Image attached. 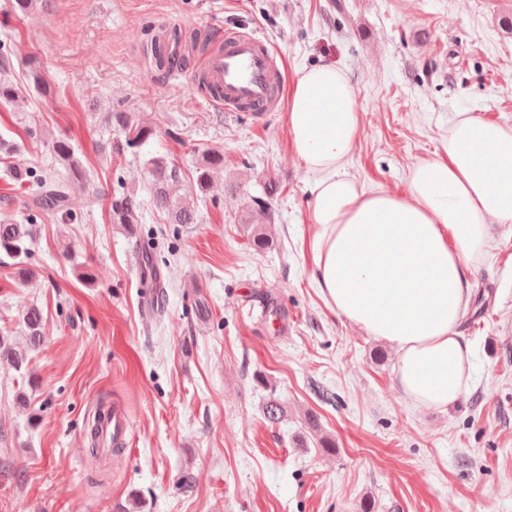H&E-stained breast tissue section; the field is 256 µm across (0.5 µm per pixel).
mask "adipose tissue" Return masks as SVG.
Here are the masks:
<instances>
[{"instance_id":"obj_1","label":"adipose tissue","mask_w":512,"mask_h":512,"mask_svg":"<svg viewBox=\"0 0 512 512\" xmlns=\"http://www.w3.org/2000/svg\"><path fill=\"white\" fill-rule=\"evenodd\" d=\"M355 87L327 62L296 71L290 149L320 173L310 206L314 277L326 302L390 345L401 392L445 408L469 387L472 349L458 332L465 270L489 227L512 223V126L461 115L445 156L417 162L405 194L366 191L345 163L358 133Z\"/></svg>"}]
</instances>
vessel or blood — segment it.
I'll use <instances>...</instances> for the list:
<instances>
[{"label":"vessel or blood","mask_w":512,"mask_h":512,"mask_svg":"<svg viewBox=\"0 0 512 512\" xmlns=\"http://www.w3.org/2000/svg\"><path fill=\"white\" fill-rule=\"evenodd\" d=\"M157 41L166 54L179 58L186 48L174 37V25L166 19L154 20ZM220 44L205 54L194 81L208 87L210 103L227 112H248L261 118L274 111L285 88V74L274 51L242 28L219 30ZM98 440L124 444L130 425L121 409L103 413L94 420Z\"/></svg>","instance_id":"vessel-or-blood-1"}]
</instances>
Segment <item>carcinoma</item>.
I'll return each instance as SVG.
<instances>
[{"label": "carcinoma", "instance_id": "cac0c4a2", "mask_svg": "<svg viewBox=\"0 0 512 512\" xmlns=\"http://www.w3.org/2000/svg\"><path fill=\"white\" fill-rule=\"evenodd\" d=\"M19 92L16 85L8 78H0V104L7 106L17 102ZM122 129L125 136L122 148L135 149L143 145L153 135L150 127L132 122L124 112H116L112 116ZM53 152L75 177L82 176L80 159L71 140L61 137L54 141ZM143 166L148 174V201L143 204L137 200L135 191L120 192L112 196L110 218L128 230L142 223L143 206L166 216L170 224H194L198 219V193L206 190L212 170L224 167V155L207 152L203 155L197 175L198 192L179 193L181 176L176 167L170 165L162 156L144 159ZM10 177L19 184L32 183L38 190L31 195L28 209L33 212L34 219H47L61 224H71L76 215L67 203L64 182L52 172L38 173L22 164L10 169ZM274 190L270 189L262 197H254L241 215V223L251 227L252 244L257 249L269 245L267 224L271 223L273 214L270 199ZM35 244L32 225L15 222H0V256L11 260L16 274L23 283L28 282L32 270L28 268L29 259ZM43 314L37 306H32L22 315L25 328L27 348L38 349L43 341ZM7 361L19 370L25 363V356L14 348L5 337L0 336V362Z\"/></svg>", "mask_w": 512, "mask_h": 512}]
</instances>
